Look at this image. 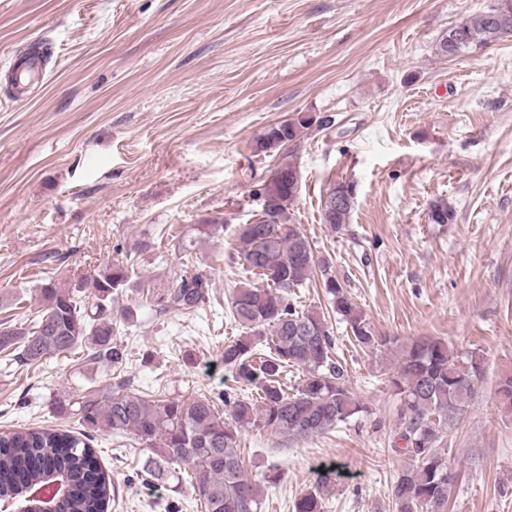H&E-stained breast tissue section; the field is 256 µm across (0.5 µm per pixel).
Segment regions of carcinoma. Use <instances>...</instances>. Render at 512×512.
Here are the masks:
<instances>
[{"label":"carcinoma","mask_w":512,"mask_h":512,"mask_svg":"<svg viewBox=\"0 0 512 512\" xmlns=\"http://www.w3.org/2000/svg\"><path fill=\"white\" fill-rule=\"evenodd\" d=\"M512 37V0H496L487 10L461 17L436 45L437 54L456 58L479 53ZM312 117L298 115L270 127L255 144L258 153H273L311 126ZM280 178L255 191L271 202L254 219L240 226L239 254L246 270L263 287L240 286L231 300L232 318L245 329L224 346V364L235 380L257 385L256 401L227 395L222 415L207 398L153 399L133 391L90 390L57 400L55 413L78 420L82 432L51 425L0 434V512H39L33 489L55 480L66 481L70 492L56 512H107L109 480L96 464L89 440L95 433L133 434L149 451L143 471L154 479L167 473L191 475L190 487L201 512H260L266 485L279 473L259 480L244 468L239 453L243 431L265 430L284 438L324 434L365 411L350 391L343 366L334 360L328 323L314 310L303 311L296 289L320 273L336 312L362 348L383 343L362 310L315 260L308 237L290 223L288 206L296 197L298 178L291 164L278 169ZM353 204L330 207L322 219L332 231L348 223ZM453 218L444 202L435 203L430 219L446 224ZM134 264H112L74 290L48 283L38 289L41 314L29 323L0 321V351L12 350L31 363L50 354L81 346L89 358L113 367L124 361L114 342L112 294L132 285ZM208 278L193 272L177 279L166 294L162 310H193L208 299ZM306 376L293 392L278 376L288 367ZM483 371V358L471 354L464 363L448 343L422 336L402 350L397 376L392 378L402 402V445L397 451L411 460L392 488L396 512H445L459 476L439 456L436 443L443 425L456 421L472 398ZM337 469L324 470L313 488L296 502V512H321L324 494Z\"/></svg>","instance_id":"cac0c4a2"}]
</instances>
